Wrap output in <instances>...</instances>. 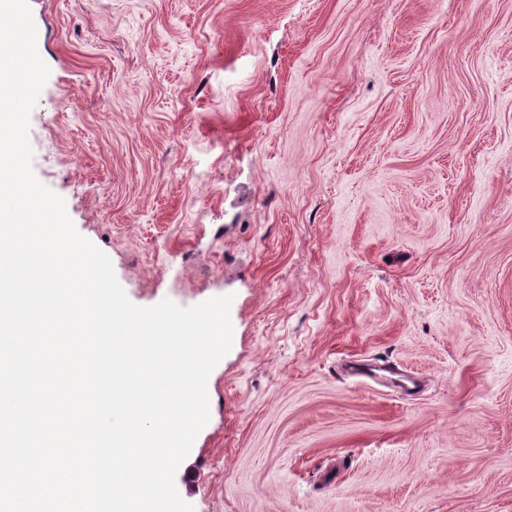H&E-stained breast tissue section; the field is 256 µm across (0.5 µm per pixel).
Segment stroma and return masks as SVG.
<instances>
[{
    "label": "stroma",
    "mask_w": 512,
    "mask_h": 512,
    "mask_svg": "<svg viewBox=\"0 0 512 512\" xmlns=\"http://www.w3.org/2000/svg\"><path fill=\"white\" fill-rule=\"evenodd\" d=\"M33 170L129 300L233 295L195 512H512V0H29Z\"/></svg>",
    "instance_id": "obj_1"
}]
</instances>
